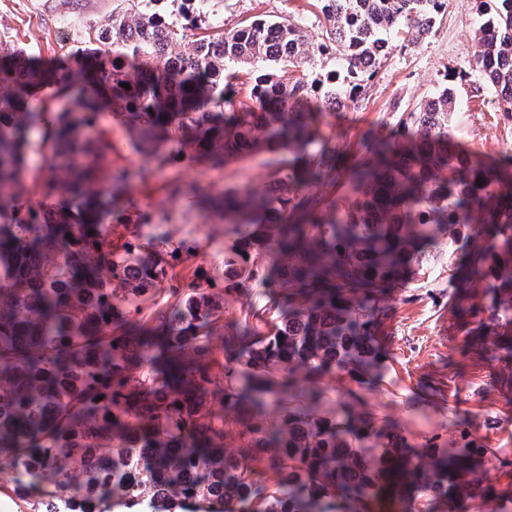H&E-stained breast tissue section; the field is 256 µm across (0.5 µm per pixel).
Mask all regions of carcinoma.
<instances>
[{
  "instance_id": "cac0c4a2",
  "label": "carcinoma",
  "mask_w": 512,
  "mask_h": 512,
  "mask_svg": "<svg viewBox=\"0 0 512 512\" xmlns=\"http://www.w3.org/2000/svg\"><path fill=\"white\" fill-rule=\"evenodd\" d=\"M59 66L0 45V466L27 512H376L381 493L413 487L464 512L487 494V449L416 448L365 411L375 331L388 289L424 248L471 247L473 274L492 292L478 329L512 323V158L492 165L451 136L458 106L444 87L398 112L397 138L363 141L348 171L354 201L333 188L343 170L328 115L356 101L360 77L389 54L388 35L421 44L448 0H316L325 26L309 41L291 20L255 18L213 29L224 0L163 15V0H113ZM480 79L512 116V0H479ZM342 53L346 75L314 65ZM130 85L125 89L122 84ZM123 119L143 157L112 168L118 142L102 109ZM275 177L261 193L230 189L198 202L233 238L224 279L186 263L193 240L153 232L155 214H112L131 178L147 183L186 157L200 165L260 152ZM482 184H477V181ZM266 289L279 309L268 332L224 337V295ZM348 372L330 408L318 377ZM305 406L267 410L297 390ZM256 458L267 460L258 472Z\"/></svg>"
}]
</instances>
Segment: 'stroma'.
Masks as SVG:
<instances>
[{"label":"stroma","mask_w":512,"mask_h":512,"mask_svg":"<svg viewBox=\"0 0 512 512\" xmlns=\"http://www.w3.org/2000/svg\"><path fill=\"white\" fill-rule=\"evenodd\" d=\"M111 10L112 0H0V44L23 46L49 68L66 37L56 27L58 18L77 23ZM475 13L476 0H449L425 42L393 51L377 76L365 82L356 105L332 117L343 134L339 147L350 151L362 137L388 131L397 120L394 102L414 104L446 86L461 102L452 118L456 141L489 159L512 155V119L499 112L496 96L489 92L483 104L472 103L467 84L455 78L476 49ZM223 17L228 28L258 17L298 21L315 43L323 21L314 0H224ZM266 159L260 153L215 167L180 161L150 183L132 182L116 208L154 211L165 236L199 241L195 264L219 267L232 240L220 224L205 221L194 197L231 187L262 190L273 177ZM173 178L187 196L168 197L166 182ZM466 268L464 256H449L443 238L413 280L388 292L375 333L381 362L364 397L376 422L397 426L416 446L432 439L451 448L460 431H468L488 450L484 479L496 490L473 501L471 512H512V467L500 465L512 460V354L506 352L512 335L502 337L503 348L497 352L491 349L492 338L472 335L473 318L460 315L456 306L460 297L474 301L460 289ZM277 316L262 288L224 298L225 335H232L242 318L263 328Z\"/></svg>","instance_id":"1"}]
</instances>
